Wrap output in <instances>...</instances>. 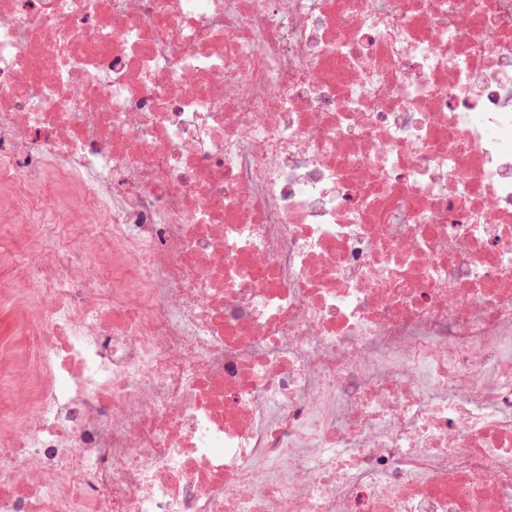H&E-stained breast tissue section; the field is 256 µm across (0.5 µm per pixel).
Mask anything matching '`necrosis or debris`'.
Listing matches in <instances>:
<instances>
[{
  "instance_id": "necrosis-or-debris-1",
  "label": "necrosis or debris",
  "mask_w": 512,
  "mask_h": 512,
  "mask_svg": "<svg viewBox=\"0 0 512 512\" xmlns=\"http://www.w3.org/2000/svg\"><path fill=\"white\" fill-rule=\"evenodd\" d=\"M1 213L0 512H512V0H0ZM31 310L29 303L21 304L8 297L1 300L0 297V344L2 342L17 354L24 347L21 328Z\"/></svg>"
}]
</instances>
